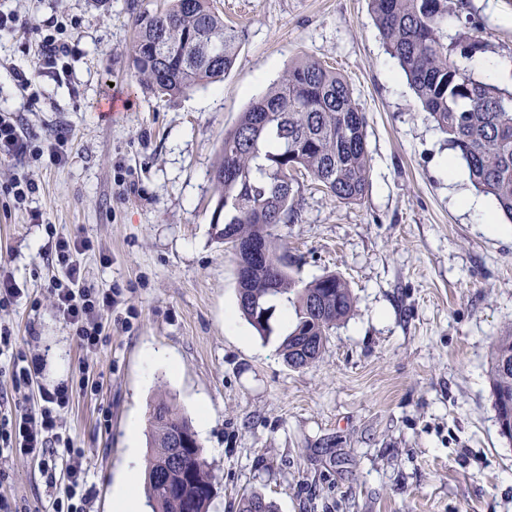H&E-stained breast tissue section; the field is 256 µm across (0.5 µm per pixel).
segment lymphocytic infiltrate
Segmentation results:
<instances>
[{"mask_svg":"<svg viewBox=\"0 0 512 512\" xmlns=\"http://www.w3.org/2000/svg\"><path fill=\"white\" fill-rule=\"evenodd\" d=\"M2 26L19 28L39 49L41 65L38 73L29 74L22 70L15 73L21 92L33 90L38 74L57 77L67 74V59L72 48L63 37L66 27L62 22L34 24L20 20L17 15L0 12ZM68 139V130L61 128L53 138L34 145L15 113H0L1 158L45 156L51 163L58 164L64 158L63 148ZM84 247V240L57 238L51 247V255L64 275L51 280L49 291L59 318L72 330L81 348L91 352L96 350L102 334L100 313L111 308L113 300L111 291L85 284L83 271L76 260ZM12 336L11 328L0 323V375L7 377L14 391L19 393L32 385L34 372L26 355L14 351ZM73 397L72 386L60 383L43 390L42 402L37 407L19 408L7 414L0 412V458L15 455L61 463L60 489L48 512H87L89 505L85 487L90 468L85 452L76 448L61 426L62 413L69 408ZM58 448L64 449L63 458L55 457L54 451Z\"/></svg>","mask_w":512,"mask_h":512,"instance_id":"1","label":"lymphocytic infiltrate"}]
</instances>
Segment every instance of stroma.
Masks as SVG:
<instances>
[{
    "mask_svg": "<svg viewBox=\"0 0 512 512\" xmlns=\"http://www.w3.org/2000/svg\"><path fill=\"white\" fill-rule=\"evenodd\" d=\"M467 2L485 57L512 58V7ZM156 3L0 0L30 23L76 25L68 79L40 78L33 98L14 73L33 69L37 47L0 30V110L37 139L70 133L60 164L0 160V186H38L24 204L0 195V264L20 292L0 322L39 360L26 405L82 365L95 383L62 414L89 462L91 512H111L116 481L145 472L149 409L165 396L193 421L208 408L198 439L214 477L209 512H238L252 492L278 512H512V440L489 375L492 342L512 325V221L493 233L457 205L472 185L449 183L445 137L398 78L368 0H216L242 47L223 82L175 97L146 90L130 66L132 17ZM307 56L336 68L365 112L371 173L354 204L301 179L298 221L274 230L292 275H340L354 300L319 359L295 369L279 352L280 316L264 337L238 313L210 172L240 112ZM59 236L87 241L86 281L112 292L91 353L48 291ZM0 467L10 473L0 497L45 512L55 488L39 461Z\"/></svg>",
    "mask_w": 512,
    "mask_h": 512,
    "instance_id": "35a3bbf8",
    "label": "stroma"
}]
</instances>
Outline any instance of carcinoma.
Listing matches in <instances>:
<instances>
[{
  "mask_svg": "<svg viewBox=\"0 0 512 512\" xmlns=\"http://www.w3.org/2000/svg\"><path fill=\"white\" fill-rule=\"evenodd\" d=\"M387 53L424 112L447 135L448 147L465 164L469 180L512 219V101L508 90L474 77L466 62L485 49L475 38L448 39V19L462 15V0H369ZM130 62L152 93L176 96L224 80L241 46V35L224 24L213 0H164L132 19ZM366 117L346 79L313 57L288 66L280 80L253 99L224 132L211 172L216 194L212 223L237 261L239 308L264 336L272 333L252 304L295 308V324L279 346L287 364L315 362L329 331L352 312L346 281L329 274L302 284L273 230L294 222L295 186L303 173L342 203L362 199L370 177ZM251 246L268 254L257 261ZM512 326L493 345L490 379L495 409L512 420ZM146 491L152 512H208L213 480L192 422L175 403L158 399L150 413ZM187 437L176 464L173 437ZM239 512H277L259 493L240 499Z\"/></svg>",
  "mask_w": 512,
  "mask_h": 512,
  "instance_id": "carcinoma-1",
  "label": "carcinoma"
}]
</instances>
